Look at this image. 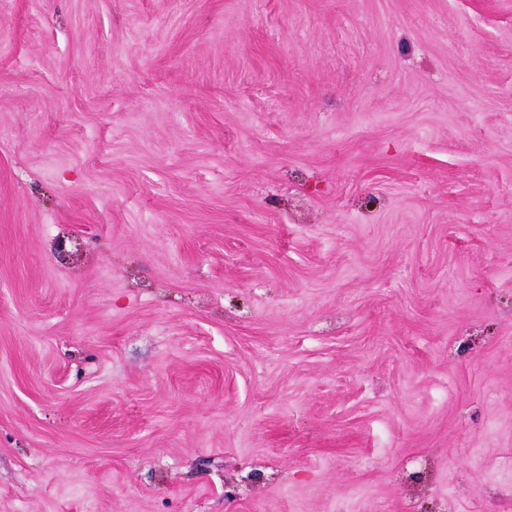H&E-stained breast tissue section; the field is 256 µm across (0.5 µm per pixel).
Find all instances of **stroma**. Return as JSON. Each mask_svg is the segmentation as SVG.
I'll return each instance as SVG.
<instances>
[{"label": "stroma", "mask_w": 512, "mask_h": 512, "mask_svg": "<svg viewBox=\"0 0 512 512\" xmlns=\"http://www.w3.org/2000/svg\"><path fill=\"white\" fill-rule=\"evenodd\" d=\"M0 512H512V0H0Z\"/></svg>", "instance_id": "stroma-1"}]
</instances>
